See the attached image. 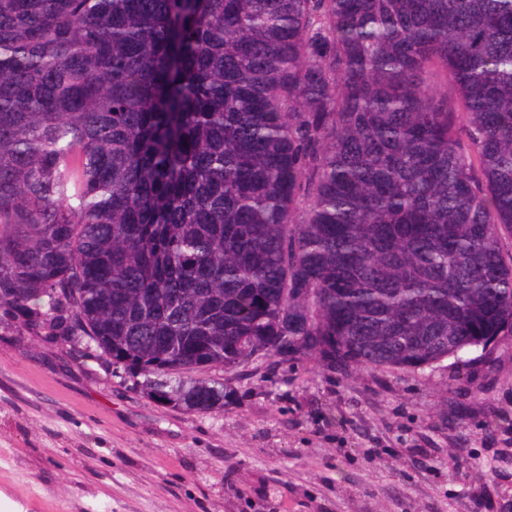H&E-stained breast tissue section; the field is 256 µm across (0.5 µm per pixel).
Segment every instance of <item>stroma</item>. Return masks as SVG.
Segmentation results:
<instances>
[{
    "instance_id": "stroma-1",
    "label": "stroma",
    "mask_w": 512,
    "mask_h": 512,
    "mask_svg": "<svg viewBox=\"0 0 512 512\" xmlns=\"http://www.w3.org/2000/svg\"><path fill=\"white\" fill-rule=\"evenodd\" d=\"M173 409L0 310V512H512V337L416 370L311 352Z\"/></svg>"
}]
</instances>
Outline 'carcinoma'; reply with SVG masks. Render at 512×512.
I'll return each instance as SVG.
<instances>
[{"label": "carcinoma", "instance_id": "carcinoma-1", "mask_svg": "<svg viewBox=\"0 0 512 512\" xmlns=\"http://www.w3.org/2000/svg\"><path fill=\"white\" fill-rule=\"evenodd\" d=\"M501 226L512 0H0V308L158 404L512 336Z\"/></svg>", "mask_w": 512, "mask_h": 512}]
</instances>
